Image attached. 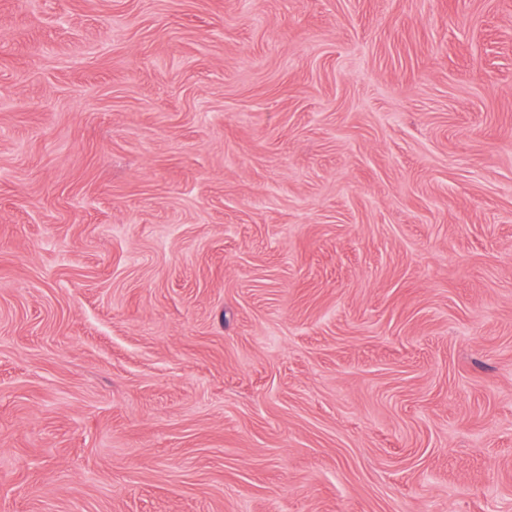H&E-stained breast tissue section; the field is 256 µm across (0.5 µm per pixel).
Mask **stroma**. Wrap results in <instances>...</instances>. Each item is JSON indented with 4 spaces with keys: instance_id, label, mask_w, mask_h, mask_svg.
Listing matches in <instances>:
<instances>
[{
    "instance_id": "35a3bbf8",
    "label": "stroma",
    "mask_w": 512,
    "mask_h": 512,
    "mask_svg": "<svg viewBox=\"0 0 512 512\" xmlns=\"http://www.w3.org/2000/svg\"><path fill=\"white\" fill-rule=\"evenodd\" d=\"M0 512H512V0H0Z\"/></svg>"
}]
</instances>
